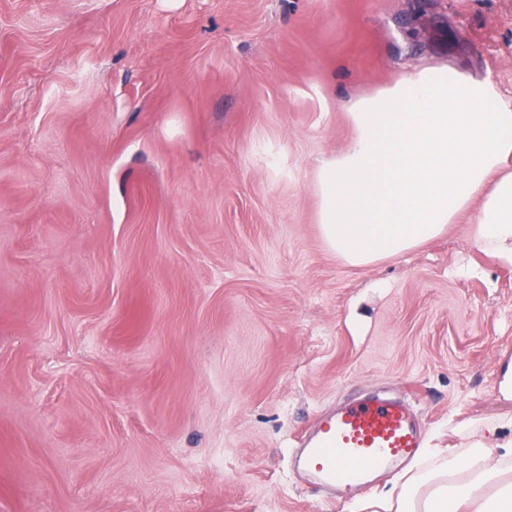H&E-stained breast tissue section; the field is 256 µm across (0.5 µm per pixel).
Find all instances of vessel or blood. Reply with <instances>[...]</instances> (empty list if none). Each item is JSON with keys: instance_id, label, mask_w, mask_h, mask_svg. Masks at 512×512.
<instances>
[{"instance_id": "1", "label": "vessel or blood", "mask_w": 512, "mask_h": 512, "mask_svg": "<svg viewBox=\"0 0 512 512\" xmlns=\"http://www.w3.org/2000/svg\"><path fill=\"white\" fill-rule=\"evenodd\" d=\"M424 441L406 404L363 399L319 419L299 452V463L323 483L346 492L351 478H366L396 460L415 459Z\"/></svg>"}]
</instances>
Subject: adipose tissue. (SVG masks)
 <instances>
[{
    "instance_id": "1",
    "label": "adipose tissue",
    "mask_w": 512,
    "mask_h": 512,
    "mask_svg": "<svg viewBox=\"0 0 512 512\" xmlns=\"http://www.w3.org/2000/svg\"><path fill=\"white\" fill-rule=\"evenodd\" d=\"M350 145L317 170L326 246L364 267L440 235L474 211L473 241L512 264V95L430 69L389 100L356 105ZM495 427L465 451L434 450L393 481L385 512H512V448Z\"/></svg>"
}]
</instances>
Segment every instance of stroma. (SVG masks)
I'll return each instance as SVG.
<instances>
[{
    "instance_id": "1",
    "label": "stroma",
    "mask_w": 512,
    "mask_h": 512,
    "mask_svg": "<svg viewBox=\"0 0 512 512\" xmlns=\"http://www.w3.org/2000/svg\"><path fill=\"white\" fill-rule=\"evenodd\" d=\"M427 68L512 91V0H0V512H349L291 452L404 399L512 418V265L473 213L344 264L318 166Z\"/></svg>"
}]
</instances>
